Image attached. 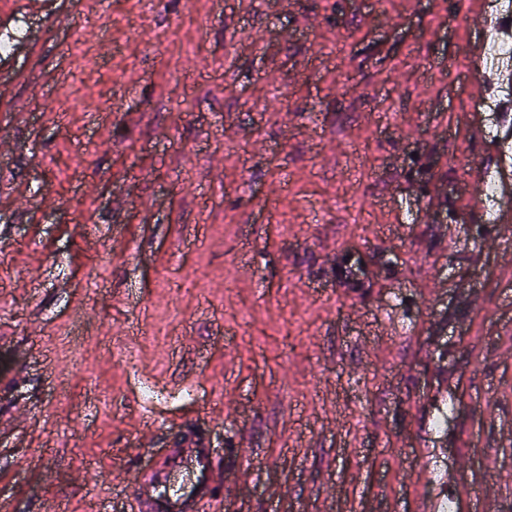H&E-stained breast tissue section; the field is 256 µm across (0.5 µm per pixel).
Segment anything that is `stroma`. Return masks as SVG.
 I'll return each instance as SVG.
<instances>
[{"mask_svg":"<svg viewBox=\"0 0 512 512\" xmlns=\"http://www.w3.org/2000/svg\"><path fill=\"white\" fill-rule=\"evenodd\" d=\"M23 2L0 512H136L128 477L187 430L224 471L202 512H512V166L461 121L465 0ZM146 386L195 398L146 434Z\"/></svg>","mask_w":512,"mask_h":512,"instance_id":"1","label":"stroma"}]
</instances>
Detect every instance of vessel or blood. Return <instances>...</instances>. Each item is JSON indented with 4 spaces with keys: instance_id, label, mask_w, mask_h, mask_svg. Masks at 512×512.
Segmentation results:
<instances>
[{
    "instance_id": "b4317fda",
    "label": "vessel or blood",
    "mask_w": 512,
    "mask_h": 512,
    "mask_svg": "<svg viewBox=\"0 0 512 512\" xmlns=\"http://www.w3.org/2000/svg\"><path fill=\"white\" fill-rule=\"evenodd\" d=\"M137 512H198L224 486V474L204 437L179 436L146 470L131 477Z\"/></svg>"
}]
</instances>
